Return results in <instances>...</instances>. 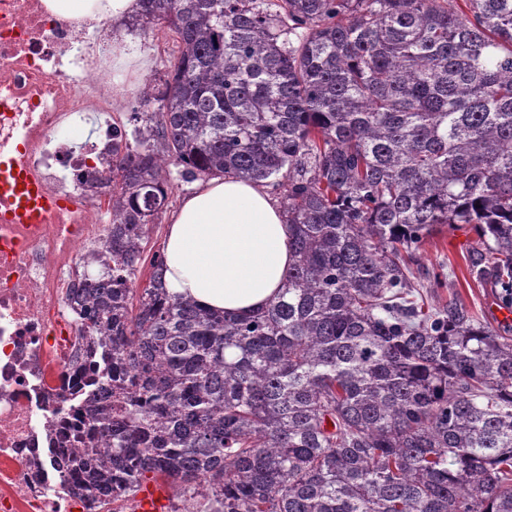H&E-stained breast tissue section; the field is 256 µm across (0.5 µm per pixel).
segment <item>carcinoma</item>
Instances as JSON below:
<instances>
[{
    "instance_id": "carcinoma-1",
    "label": "carcinoma",
    "mask_w": 512,
    "mask_h": 512,
    "mask_svg": "<svg viewBox=\"0 0 512 512\" xmlns=\"http://www.w3.org/2000/svg\"><path fill=\"white\" fill-rule=\"evenodd\" d=\"M178 55L112 143L110 242L67 295L104 349L89 401L111 455L71 461L104 512L148 475L212 512H512V336L407 265L474 224L512 304V0H139ZM270 186L294 263L266 310L228 317L137 284L166 165Z\"/></svg>"
}]
</instances>
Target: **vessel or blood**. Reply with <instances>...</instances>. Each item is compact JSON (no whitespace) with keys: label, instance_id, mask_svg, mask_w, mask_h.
Instances as JSON below:
<instances>
[{"label":"vessel or blood","instance_id":"vessel-or-blood-1","mask_svg":"<svg viewBox=\"0 0 512 512\" xmlns=\"http://www.w3.org/2000/svg\"><path fill=\"white\" fill-rule=\"evenodd\" d=\"M49 196L25 159L0 157V219L10 224H43L62 208Z\"/></svg>","mask_w":512,"mask_h":512}]
</instances>
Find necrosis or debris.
Returning <instances> with one entry per match:
<instances>
[{
    "label": "necrosis or debris",
    "instance_id": "4bbe7bcc",
    "mask_svg": "<svg viewBox=\"0 0 512 512\" xmlns=\"http://www.w3.org/2000/svg\"><path fill=\"white\" fill-rule=\"evenodd\" d=\"M87 35L43 0H0V156L27 144L45 189L84 202L0 241V512H91L66 486L70 461L90 445L109 451L107 437L87 430L98 367L74 358L65 299L77 262L107 240L113 90L136 75L113 65L108 41L85 62ZM93 114L94 140L76 144L71 130Z\"/></svg>",
    "mask_w": 512,
    "mask_h": 512
}]
</instances>
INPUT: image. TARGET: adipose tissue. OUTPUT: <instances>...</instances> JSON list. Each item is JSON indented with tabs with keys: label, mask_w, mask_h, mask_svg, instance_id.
<instances>
[{
	"label": "adipose tissue",
	"mask_w": 512,
	"mask_h": 512,
	"mask_svg": "<svg viewBox=\"0 0 512 512\" xmlns=\"http://www.w3.org/2000/svg\"><path fill=\"white\" fill-rule=\"evenodd\" d=\"M68 19L111 23L112 54L144 66L123 30L138 0H45ZM171 293L232 316L261 312L279 296L293 263L283 212L266 188L233 178L199 183L170 216L164 244Z\"/></svg>",
	"instance_id": "ef3b65f1"
}]
</instances>
